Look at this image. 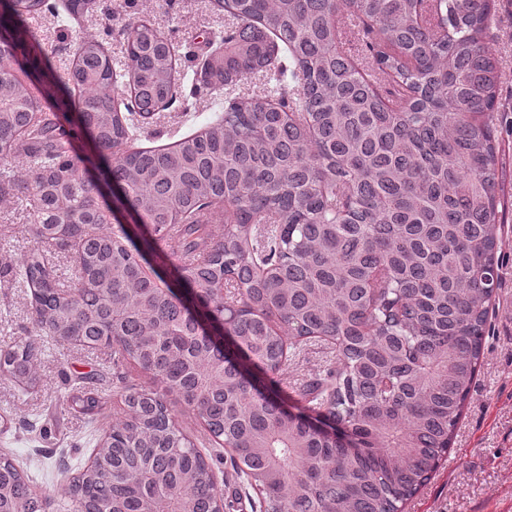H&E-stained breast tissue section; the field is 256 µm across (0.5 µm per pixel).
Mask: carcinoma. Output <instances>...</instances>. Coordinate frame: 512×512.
<instances>
[{
    "label": "carcinoma",
    "instance_id": "1",
    "mask_svg": "<svg viewBox=\"0 0 512 512\" xmlns=\"http://www.w3.org/2000/svg\"><path fill=\"white\" fill-rule=\"evenodd\" d=\"M96 2L64 0V22ZM210 6L227 26L195 75L219 111L138 149L140 124L177 99V43L139 23L123 56L81 37L54 67L30 25L46 0H0V196L32 206L38 241L13 280L33 290L39 331L154 380L56 495L0 457V512H222L176 406L232 451L263 512H404L452 447L499 287L497 0ZM253 76L268 90L239 92ZM50 248L72 254L71 285ZM328 338L335 361L294 414L277 377ZM34 357L18 344L0 371L31 381ZM100 407L92 381L66 396Z\"/></svg>",
    "mask_w": 512,
    "mask_h": 512
}]
</instances>
